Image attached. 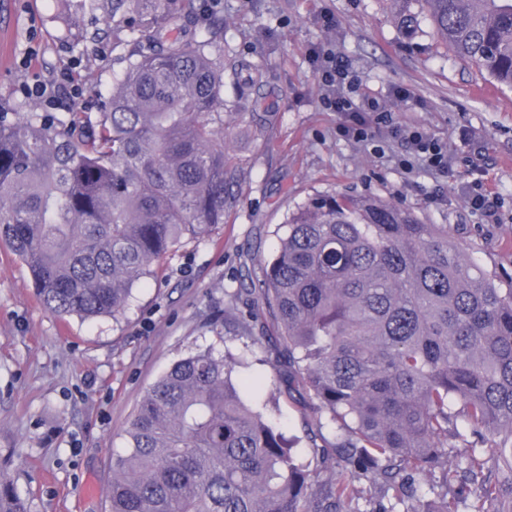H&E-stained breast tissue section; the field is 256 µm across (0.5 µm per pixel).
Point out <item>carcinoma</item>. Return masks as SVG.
<instances>
[{
	"label": "carcinoma",
	"mask_w": 512,
	"mask_h": 512,
	"mask_svg": "<svg viewBox=\"0 0 512 512\" xmlns=\"http://www.w3.org/2000/svg\"><path fill=\"white\" fill-rule=\"evenodd\" d=\"M108 2L144 24L104 111L54 129L38 112L0 118V241L45 310L84 320L121 317L180 240L204 237L236 203L224 78L249 70L254 96L231 107L259 131L273 117L264 69L224 63V18L201 16V0ZM415 2L422 10L399 25L429 19L457 56L512 89V0ZM285 227L252 291L288 363L278 382L315 415L307 454L242 397L245 356L197 351L128 421L110 512H363L360 477L394 490L370 512H459L446 467L458 448L469 449L471 512H512V288L466 259L448 228L371 195L313 197ZM326 428L329 447L317 443ZM436 469L427 500L418 478ZM0 512H26L4 477Z\"/></svg>",
	"instance_id": "carcinoma-1"
}]
</instances>
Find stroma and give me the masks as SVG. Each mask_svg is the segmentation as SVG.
<instances>
[{
  "label": "stroma",
  "instance_id": "stroma-1",
  "mask_svg": "<svg viewBox=\"0 0 512 512\" xmlns=\"http://www.w3.org/2000/svg\"><path fill=\"white\" fill-rule=\"evenodd\" d=\"M224 17L225 57L264 66L262 93L275 117L246 135L227 115V150L240 168L238 201L210 235L178 245L133 291L119 320L58 317L39 303L26 265L0 242V473L27 512H106L112 455L149 388L190 352L239 353L256 337L246 397L307 448L313 421L296 397L276 390L282 372L264 305L249 291L261 261L279 247L280 228L316 195L380 197L428 224H444L503 289L512 288V90L460 58L430 25L396 22L394 0H215ZM344 57L360 96L424 130L448 155V173H406L404 141L380 129L374 140L342 136V113L325 110L313 51ZM112 38L106 0H0V112L12 120L50 111L97 115L126 65ZM72 70L84 92L58 85ZM55 83L51 106L29 98L35 81ZM410 97L400 101L396 89ZM488 195L498 220L472 204Z\"/></svg>",
  "mask_w": 512,
  "mask_h": 512
}]
</instances>
